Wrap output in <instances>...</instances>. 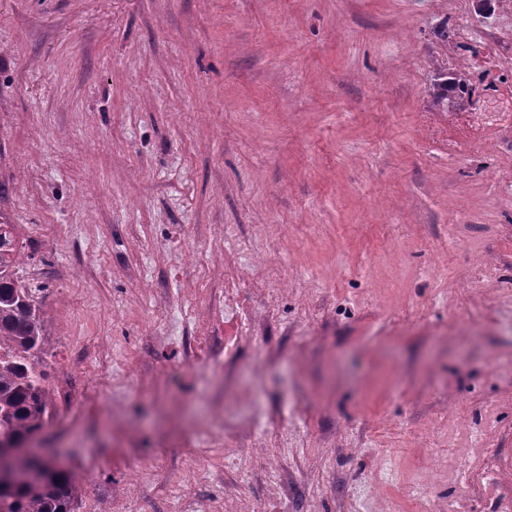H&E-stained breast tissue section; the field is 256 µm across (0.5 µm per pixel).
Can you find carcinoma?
<instances>
[{
	"label": "carcinoma",
	"instance_id": "cac0c4a2",
	"mask_svg": "<svg viewBox=\"0 0 512 512\" xmlns=\"http://www.w3.org/2000/svg\"><path fill=\"white\" fill-rule=\"evenodd\" d=\"M471 80L467 66L437 69L426 87L429 107L448 110L468 92ZM23 259L17 225L0 223V443L16 446L43 432L50 408L42 370L44 289L17 277ZM83 495L79 476L48 457L38 476L0 492V512H77Z\"/></svg>",
	"mask_w": 512,
	"mask_h": 512
}]
</instances>
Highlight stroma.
<instances>
[{
  "mask_svg": "<svg viewBox=\"0 0 512 512\" xmlns=\"http://www.w3.org/2000/svg\"><path fill=\"white\" fill-rule=\"evenodd\" d=\"M473 0H0V221L48 288L79 512H496L512 469V124L437 112ZM467 36L469 54L434 33ZM482 139L481 152L468 145ZM31 265V266H32ZM254 324L209 363L235 318ZM253 446L224 459L225 409ZM433 468L428 496L417 480Z\"/></svg>",
  "mask_w": 512,
  "mask_h": 512,
  "instance_id": "1",
  "label": "stroma"
}]
</instances>
